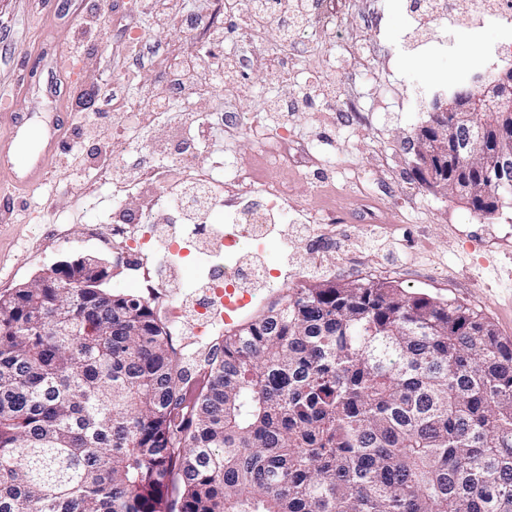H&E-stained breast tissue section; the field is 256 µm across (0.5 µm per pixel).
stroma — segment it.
<instances>
[{"label":"stroma","instance_id":"35a3bbf8","mask_svg":"<svg viewBox=\"0 0 512 512\" xmlns=\"http://www.w3.org/2000/svg\"><path fill=\"white\" fill-rule=\"evenodd\" d=\"M98 0H0V99L6 109L49 121L56 111L62 77L43 66L37 82H26L22 65L43 44L48 32L58 35L56 47L76 70L74 87H84L95 75L104 83L121 79L124 93L108 103H94L69 115L65 147L50 162V171L32 191L14 193V206L0 220V292L29 281L55 262L94 255L112 264V291L147 295L140 274L127 255L106 241L89 238L91 224L111 222L120 212L129 227L138 228L148 201L136 185L144 166L167 167L181 175L178 164L156 153L130 152L122 166L125 180L104 174L95 156L98 144L112 138L114 126L124 124L131 106L142 109L141 125L153 143H163L173 129L152 112L148 99L164 94L161 78L171 56L189 44L173 26L158 28L156 15H176L198 7L199 0H112L110 13L96 9ZM410 0H346L334 41L312 39L293 76L258 66L242 78L232 98L224 84L211 77L206 91L190 100L171 98L173 108L207 113L221 120L220 107L231 103L245 130L225 136L223 149H206L198 166L219 169L232 158L259 179L277 181L288 189V218L261 240L245 238L243 250L260 255L276 275L274 284L257 289L254 303L236 318L243 324L261 315L288 286L316 281L388 279L411 292L467 304L481 311L500 336L512 340V199L495 215L472 212L465 201L428 188L414 174L411 143L427 121L439 95L466 88L481 92L500 71L512 67V56L497 52L512 41V22L473 26L456 17L452 39L437 44L441 24H428L430 41L413 46L409 38L417 20ZM131 17L139 31L159 47L152 64L130 68L122 17ZM484 52L472 62L464 55L471 42ZM335 51L337 64L349 67L341 80L335 107L322 103L290 113L288 127L304 167L270 163L248 126L261 122L269 99L295 93L305 83L326 77L325 58ZM455 81H446L448 73ZM373 211L376 234L396 244L401 261H391L378 248L362 247V219ZM332 213L334 226L319 239H296L294 221L307 215ZM178 267L169 292L192 307L197 286L208 273V261L190 257L158 258Z\"/></svg>","mask_w":512,"mask_h":512}]
</instances>
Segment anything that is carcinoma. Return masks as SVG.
<instances>
[{
  "instance_id": "obj_1",
  "label": "carcinoma",
  "mask_w": 512,
  "mask_h": 512,
  "mask_svg": "<svg viewBox=\"0 0 512 512\" xmlns=\"http://www.w3.org/2000/svg\"><path fill=\"white\" fill-rule=\"evenodd\" d=\"M448 183L488 216L512 125ZM0 293V512H512V342L387 280L289 288L178 369L145 298Z\"/></svg>"
}]
</instances>
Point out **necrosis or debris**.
<instances>
[{
    "instance_id": "obj_1",
    "label": "necrosis or debris",
    "mask_w": 512,
    "mask_h": 512,
    "mask_svg": "<svg viewBox=\"0 0 512 512\" xmlns=\"http://www.w3.org/2000/svg\"><path fill=\"white\" fill-rule=\"evenodd\" d=\"M340 0H249L247 13L236 29H227L214 20L206 7H199L168 19L159 15V25L175 24L182 33L192 37L203 34L206 42L218 52L217 67H210L204 52L196 47L183 50L176 61L165 71L169 87L183 97L201 90L210 74H217L224 84L225 95H232L241 76L255 65L258 55L256 37L265 27L276 25L282 49L267 58L266 63L281 74L292 71L302 57L311 36L336 25L339 18ZM416 16L438 21L447 16L464 15L475 24L504 22L512 19V0H417ZM307 91L294 95L272 98L267 106L266 120L261 127L253 128V135L262 136L273 157L280 163L288 161V115L301 111L307 101ZM148 111L160 118L176 133L163 148L165 156L179 162L193 159L204 146L208 121L205 115L185 109L170 107L164 98L149 100ZM152 191L149 207L164 206L176 200L174 216L161 225H149L147 230L131 233L120 220H113L107 229L92 225L90 234L106 231L111 239L124 247L139 248L145 261L158 256L182 253L185 246L209 255L214 260L213 269L200 284L207 302L195 319L197 332L219 323L224 312V301L232 297L236 289L248 283L271 282L273 276L267 265L250 260L238 244L239 236H255L265 233L267 225L279 223L288 212V193L283 186L266 183L256 187L244 172L228 176L213 175L204 179L174 180L157 172H150ZM238 197L234 213L235 223L240 224V235L225 234L223 228L214 225V212L224 205L225 194ZM194 224L205 232L204 238L188 243L181 227Z\"/></svg>"
}]
</instances>
